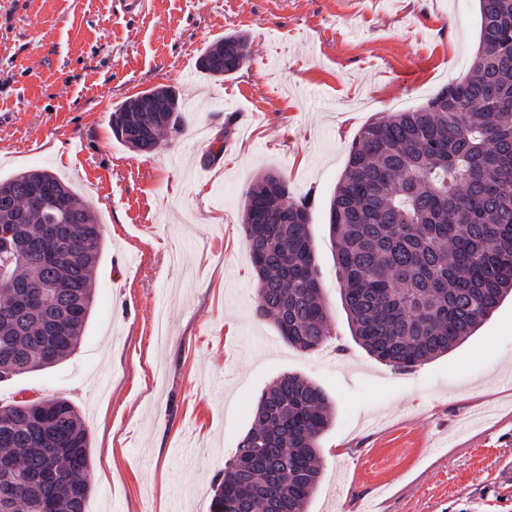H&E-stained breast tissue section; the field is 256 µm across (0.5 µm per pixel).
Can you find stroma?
<instances>
[{"label": "stroma", "instance_id": "35a3bbf8", "mask_svg": "<svg viewBox=\"0 0 512 512\" xmlns=\"http://www.w3.org/2000/svg\"><path fill=\"white\" fill-rule=\"evenodd\" d=\"M143 2L129 14L120 0H0V178L65 179L103 243L77 350L0 383V406L77 407L85 512H210L259 397L295 373L335 406L308 512H512V298L459 347L398 371L351 335L328 224L360 128L466 73L478 0ZM231 32L247 36L250 65L202 74L198 56ZM158 86L178 92L186 131L131 151L109 115ZM219 136L224 153L206 166ZM264 170L292 199L313 198L330 335L309 353L254 315L242 193Z\"/></svg>", "mask_w": 512, "mask_h": 512}]
</instances>
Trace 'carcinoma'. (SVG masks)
Listing matches in <instances>:
<instances>
[{
  "label": "carcinoma",
  "instance_id": "carcinoma-1",
  "mask_svg": "<svg viewBox=\"0 0 512 512\" xmlns=\"http://www.w3.org/2000/svg\"><path fill=\"white\" fill-rule=\"evenodd\" d=\"M477 50L463 77L419 107L370 119L355 137L329 209L336 274L356 341L409 370L472 336L512 293V0H478ZM249 59L227 34L198 60L230 77ZM166 111L112 109L114 137L149 153L182 134L178 92L150 90ZM308 198L275 171L244 193L257 279L255 316L309 352L329 312ZM101 251L93 211L45 169L0 180V382L70 356L90 318ZM320 386L285 375L265 391L214 490L210 512H307L321 480L319 439L332 422ZM89 437L64 398L0 406V491L11 512H84Z\"/></svg>",
  "mask_w": 512,
  "mask_h": 512
}]
</instances>
